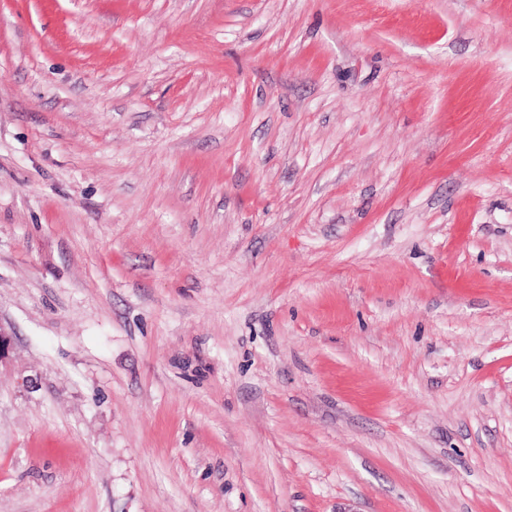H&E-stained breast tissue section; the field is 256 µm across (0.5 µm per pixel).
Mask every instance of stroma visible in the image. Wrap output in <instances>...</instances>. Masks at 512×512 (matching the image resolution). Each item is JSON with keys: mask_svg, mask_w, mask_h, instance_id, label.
<instances>
[{"mask_svg": "<svg viewBox=\"0 0 512 512\" xmlns=\"http://www.w3.org/2000/svg\"><path fill=\"white\" fill-rule=\"evenodd\" d=\"M0 512H512V0H0Z\"/></svg>", "mask_w": 512, "mask_h": 512, "instance_id": "35a3bbf8", "label": "stroma"}]
</instances>
